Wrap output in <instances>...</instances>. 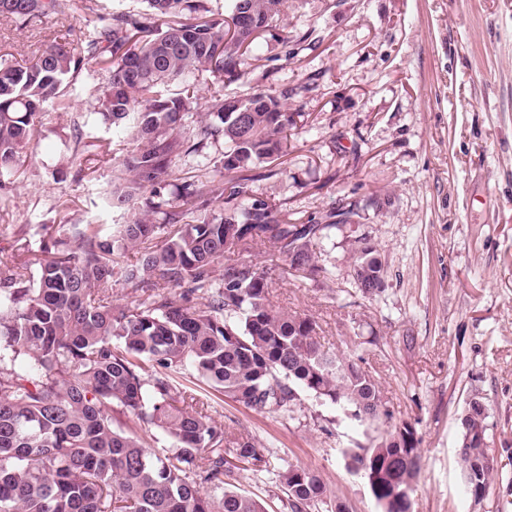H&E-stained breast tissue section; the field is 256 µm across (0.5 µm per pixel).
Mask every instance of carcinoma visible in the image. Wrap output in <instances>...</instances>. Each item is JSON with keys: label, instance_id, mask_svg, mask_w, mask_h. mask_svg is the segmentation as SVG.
<instances>
[{"label": "carcinoma", "instance_id": "obj_1", "mask_svg": "<svg viewBox=\"0 0 512 512\" xmlns=\"http://www.w3.org/2000/svg\"><path fill=\"white\" fill-rule=\"evenodd\" d=\"M98 0H0V20L28 23L68 13L92 17L77 48L54 41L26 63L0 60V190L14 183L39 144L48 104L61 111L91 61L106 72L94 89L100 114L131 147L118 158L106 204L139 213L110 228L70 224L52 245L31 251L36 274L25 278L0 258V512H268L264 501L224 477L236 468L259 472L267 449L240 435L223 448L224 428L181 383L190 365L197 381L247 409L289 412L298 392L334 404L359 425L392 419L379 383L356 361L324 346L319 325L272 305L269 268L230 258L220 283L215 262L235 252L264 250L301 277L330 278L316 242L350 220L295 224L282 205L253 194V184L281 174L293 113L263 92L246 100L216 99L197 141L180 136L198 105L196 75L216 82L237 76L238 56L265 32L283 0H230L231 15L206 0H142L138 13H101ZM179 86L174 93L171 85ZM71 163L85 170L81 128ZM224 138L218 178L172 188L175 161L206 155ZM224 204V212L209 210ZM196 217L183 223L187 212ZM161 216L156 224L153 217ZM140 250L134 263L116 256ZM352 280L363 296L385 286L383 264L366 237L355 240ZM120 275L135 300L108 301ZM200 298L202 303L192 304ZM137 417L144 433L112 428V405ZM486 406L466 405L457 461L472 498L486 494L512 457L496 460L475 445L487 434ZM174 451L149 447L152 430ZM414 428L395 425L369 448L342 452L346 469L374 478L380 512H397L396 492L415 491L420 470ZM288 512L320 504L349 512L313 471L281 473Z\"/></svg>", "mask_w": 512, "mask_h": 512}]
</instances>
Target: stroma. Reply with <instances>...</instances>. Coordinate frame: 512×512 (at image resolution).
<instances>
[{"mask_svg":"<svg viewBox=\"0 0 512 512\" xmlns=\"http://www.w3.org/2000/svg\"><path fill=\"white\" fill-rule=\"evenodd\" d=\"M91 28L79 15L0 21V58L24 62ZM237 70L224 83L200 74L201 95L264 91L296 120L282 175L255 182V195L298 224L353 212L317 247L334 278H297L270 261L272 303L314 318L326 346L381 384L394 423L415 429L413 512H499L512 501V469L477 504L456 455L458 420L475 395L487 408L489 454L512 453V0H285ZM104 80L88 65L73 111L45 107V151L0 192V258L21 275L34 272L25 244L58 237L63 224L132 218L102 201L126 147L97 112L92 91ZM77 125L92 157L80 179L70 165ZM359 236L385 268L386 288L370 300L352 284ZM197 392L226 438L248 435L267 449L272 469L236 470L228 482L270 512L281 508L279 469L289 464L314 471L350 512H378L340 455L370 437L337 406L304 394L293 412L260 413Z\"/></svg>","mask_w":512,"mask_h":512,"instance_id":"stroma-1","label":"stroma"}]
</instances>
